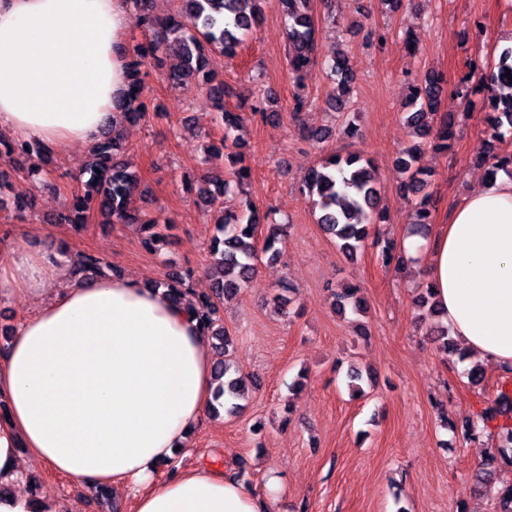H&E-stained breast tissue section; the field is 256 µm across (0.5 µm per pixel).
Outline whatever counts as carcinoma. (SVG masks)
Segmentation results:
<instances>
[{
    "label": "carcinoma",
    "instance_id": "cac0c4a2",
    "mask_svg": "<svg viewBox=\"0 0 512 512\" xmlns=\"http://www.w3.org/2000/svg\"><path fill=\"white\" fill-rule=\"evenodd\" d=\"M266 0H180V7L161 18L156 15L154 0H134V24L149 35L147 44H137L126 48L129 77L128 95L122 102L123 115L129 124H137L146 116L145 68L149 60H160L159 54L174 57L166 76L168 81L178 86L194 83L203 89L217 111L216 124L224 129L220 146L225 150V161L234 169L237 184L249 177V169L243 165V155L238 147L236 132L240 127L241 115L224 107V97L230 91L224 86V79L209 68V53L220 50L233 57L244 44L246 38L259 26L262 20V3ZM313 0H277L278 7L288 17V70L300 75L315 61L316 43L314 24L311 16ZM512 70V48L503 52L494 77L500 91H491L488 97L489 112L486 122L492 140L504 137L502 129L512 133V81L507 70ZM331 73L341 88H348L354 81V71L348 58L334 54ZM443 92V78L428 74L410 93L405 115L407 124L414 129L417 137L434 143V148L448 151V141L453 136L454 119L446 113H439V99ZM122 143L117 137L106 133L89 154L91 161L85 165L81 177L85 191L73 195L71 208L58 215L61 224H71L76 228L86 222L87 214L98 210L109 223L137 224L145 234L143 243L152 248L167 237L171 224L161 221V216L147 215L130 208L134 192L139 190L140 176L130 169L121 155ZM420 146L415 145L400 153L398 167L404 179L400 188L407 194L417 197L416 220L413 232L427 237V227L432 223L434 208L432 196L426 192L428 174L418 165ZM49 161L51 151L40 146L16 142L0 136V157L15 165L31 155ZM482 162L486 173L494 175L504 167H512V153H498L491 143H486ZM230 182L224 178H203L199 199L206 209L218 212L209 252L211 263L207 276L213 281L211 292L198 297L196 311L206 335L215 339V373L219 385L215 392L218 406L224 412L235 415L240 406L237 400L247 390V377L232 367L227 359L232 339L224 329L221 308L226 297L245 288L253 278L259 253L268 259L280 257L283 225L270 224L267 227L263 245H258L259 219L252 208L239 212H226L223 208L224 193ZM302 191L312 201L317 224L325 234L336 241L339 250L347 258H353L358 251L371 244L381 248L384 262L395 263L402 268L406 261L395 243L382 238L374 227L385 221V214L379 210L380 188L372 162L358 152L332 154L322 163L311 169L303 178ZM107 265L105 258L88 254L80 257L74 274L91 272L102 274ZM189 274L173 272L158 285L167 289L175 301H183L190 292L186 288ZM359 288L347 285L335 294V308L338 313L348 311L354 314L363 312L362 301L358 297ZM437 349L448 355L459 351L448 326L437 323L428 332ZM503 418L499 435L505 446L498 449V456L491 457L473 475V484L487 488L496 483L497 512H512V480L502 476V468H512V390L501 389L495 405L485 408L478 415L483 427L497 418Z\"/></svg>",
    "mask_w": 512,
    "mask_h": 512
}]
</instances>
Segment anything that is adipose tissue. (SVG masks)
<instances>
[{"mask_svg": "<svg viewBox=\"0 0 512 512\" xmlns=\"http://www.w3.org/2000/svg\"><path fill=\"white\" fill-rule=\"evenodd\" d=\"M128 0H0V133L55 149L95 146L123 121ZM452 334L512 373V170L457 202L431 239L406 236ZM57 247L0 250V301L34 303L0 355V481L16 448L87 487L137 491V512H263L235 478L160 462L188 450L216 383L197 314L133 278L69 275Z\"/></svg>", "mask_w": 512, "mask_h": 512, "instance_id": "obj_1", "label": "adipose tissue"}]
</instances>
